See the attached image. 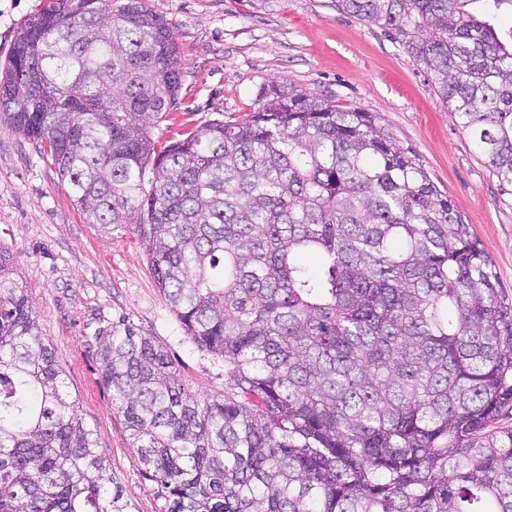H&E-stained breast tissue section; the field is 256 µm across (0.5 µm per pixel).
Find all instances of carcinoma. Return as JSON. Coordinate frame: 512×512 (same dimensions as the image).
Listing matches in <instances>:
<instances>
[{
	"label": "carcinoma",
	"mask_w": 512,
	"mask_h": 512,
	"mask_svg": "<svg viewBox=\"0 0 512 512\" xmlns=\"http://www.w3.org/2000/svg\"><path fill=\"white\" fill-rule=\"evenodd\" d=\"M474 2L340 6L423 66L512 187V40ZM178 56L143 0H45L0 66L9 128L86 223L135 232L224 361L201 398L154 337H97L165 512H512V302L471 225L376 114L304 91L157 146ZM16 276L0 248V512H128Z\"/></svg>",
	"instance_id": "1"
}]
</instances>
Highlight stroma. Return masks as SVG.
Wrapping results in <instances>:
<instances>
[{
    "mask_svg": "<svg viewBox=\"0 0 512 512\" xmlns=\"http://www.w3.org/2000/svg\"><path fill=\"white\" fill-rule=\"evenodd\" d=\"M44 0H0V63L14 35ZM180 47L179 103L154 131L166 143L217 120L235 123L278 84L377 113L400 147L419 159L489 256L500 292L512 299V187L448 110L423 67L338 0H145ZM0 246L15 260L97 448L131 512H162L124 420L101 381L96 337L125 320L154 336L182 383L201 396L224 386V364L199 351L155 286L147 255L130 232L85 223L52 165L0 114Z\"/></svg>",
    "mask_w": 512,
    "mask_h": 512,
    "instance_id": "stroma-1",
    "label": "stroma"
}]
</instances>
